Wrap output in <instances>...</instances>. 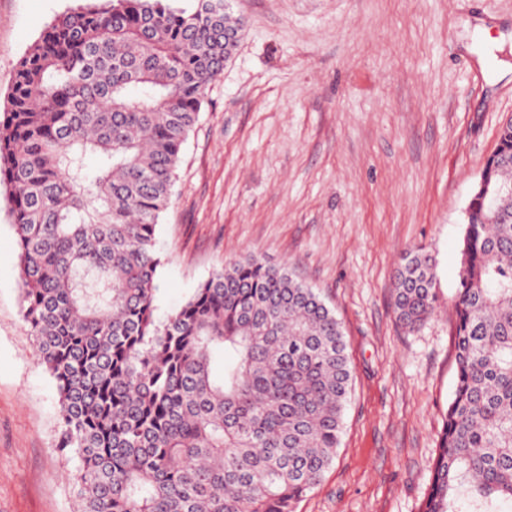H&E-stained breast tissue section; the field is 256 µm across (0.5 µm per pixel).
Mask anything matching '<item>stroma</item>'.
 <instances>
[{"instance_id":"35a3bbf8","label":"stroma","mask_w":512,"mask_h":512,"mask_svg":"<svg viewBox=\"0 0 512 512\" xmlns=\"http://www.w3.org/2000/svg\"><path fill=\"white\" fill-rule=\"evenodd\" d=\"M79 2L0 0V106L19 59ZM227 4L244 28L159 219L155 314L229 262L288 267L335 311L352 369L336 459L297 512H419L455 387L466 208L512 116V0ZM418 246L439 309L411 330L392 294ZM58 420L0 195V512H78Z\"/></svg>"}]
</instances>
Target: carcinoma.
I'll return each instance as SVG.
<instances>
[{
    "label": "carcinoma",
    "mask_w": 512,
    "mask_h": 512,
    "mask_svg": "<svg viewBox=\"0 0 512 512\" xmlns=\"http://www.w3.org/2000/svg\"><path fill=\"white\" fill-rule=\"evenodd\" d=\"M243 22L224 0H88L19 61L0 110V187L22 314L78 461L79 512H296L333 464L351 392L343 327L255 257L155 315L159 218L181 147ZM97 158L90 173L85 159ZM462 239L456 385L422 512L512 509V124ZM435 259L406 252L399 320L435 315Z\"/></svg>",
    "instance_id": "obj_1"
}]
</instances>
